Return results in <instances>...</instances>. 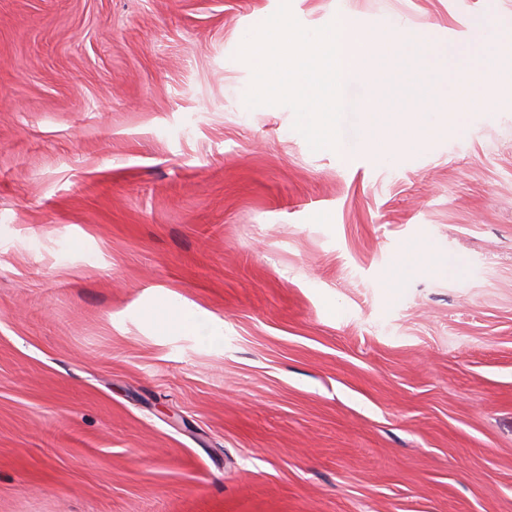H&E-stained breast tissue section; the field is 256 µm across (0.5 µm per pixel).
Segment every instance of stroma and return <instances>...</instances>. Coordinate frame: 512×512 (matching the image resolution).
<instances>
[{
	"mask_svg": "<svg viewBox=\"0 0 512 512\" xmlns=\"http://www.w3.org/2000/svg\"><path fill=\"white\" fill-rule=\"evenodd\" d=\"M278 4L0 0V512H512V112L385 155L357 81L353 153L311 151L244 104ZM290 6L424 30L427 99L512 36V0ZM402 255L404 259L400 263L392 287H397L409 272L423 268L428 262L429 250L421 245H411L403 250Z\"/></svg>",
	"mask_w": 512,
	"mask_h": 512,
	"instance_id": "stroma-1",
	"label": "stroma"
}]
</instances>
